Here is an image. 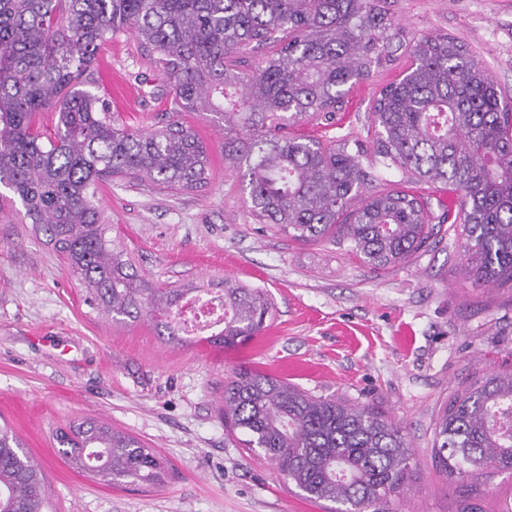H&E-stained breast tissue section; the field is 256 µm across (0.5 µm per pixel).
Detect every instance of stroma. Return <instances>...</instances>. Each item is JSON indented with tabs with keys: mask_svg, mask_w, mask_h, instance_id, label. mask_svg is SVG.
<instances>
[{
	"mask_svg": "<svg viewBox=\"0 0 512 512\" xmlns=\"http://www.w3.org/2000/svg\"><path fill=\"white\" fill-rule=\"evenodd\" d=\"M407 37L446 33L512 97V0H388ZM112 71L111 110L151 129L168 120L157 69L125 32L99 50ZM404 55L375 70L301 133L366 140L379 89L409 66ZM181 118L211 147V178L168 194L115 180L102 185L110 235L156 285L228 278L264 289L273 314L260 335L235 345L173 346L149 318L113 323L58 254L14 206H0V425L42 468L50 512H326L269 462L250 454L224 413L234 372L259 370L349 404H372L402 424L414 477L395 512H459L478 493L486 512L512 499V475L451 482L435 469L433 431L442 406L473 377L512 365V287L477 285L452 235L430 239L410 260L376 271L344 246L303 245L255 223L239 177L224 163L223 134L200 112ZM374 190L421 195L434 217L457 191L403 181L379 169ZM95 419L131 434L166 461L162 484H110L71 468L53 439L69 423Z\"/></svg>",
	"mask_w": 512,
	"mask_h": 512,
	"instance_id": "stroma-1",
	"label": "stroma"
}]
</instances>
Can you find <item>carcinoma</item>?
I'll list each match as a JSON object with an SVG mask.
<instances>
[{
    "mask_svg": "<svg viewBox=\"0 0 512 512\" xmlns=\"http://www.w3.org/2000/svg\"><path fill=\"white\" fill-rule=\"evenodd\" d=\"M131 30L165 78L172 119L131 128L92 91L107 36ZM404 49L411 68L372 106L369 147L288 132L330 114L373 69ZM54 112L53 129L36 118ZM224 124V163L241 173L251 217L301 243L349 242L375 270L407 261L430 238L428 203L403 189L371 191L380 161L415 184L459 192L464 268L477 284L512 285V100L470 50L446 34L405 39L384 0H0V185L23 218L68 260L89 305L116 322L144 315L175 345L178 318L201 293L224 306L207 341L258 335L272 302L229 279L212 288H159L108 237L96 205L114 179L169 192L208 184L211 151L179 118ZM224 413L243 445L334 512H367L410 484L402 427L373 405L310 395L276 376L241 370ZM74 467L102 480L157 485L166 463L136 437L96 420L55 433ZM436 470L463 481L512 473V368L464 386L437 419ZM42 473L0 428V512H46Z\"/></svg>",
    "mask_w": 512,
    "mask_h": 512,
    "instance_id": "1",
    "label": "carcinoma"
}]
</instances>
